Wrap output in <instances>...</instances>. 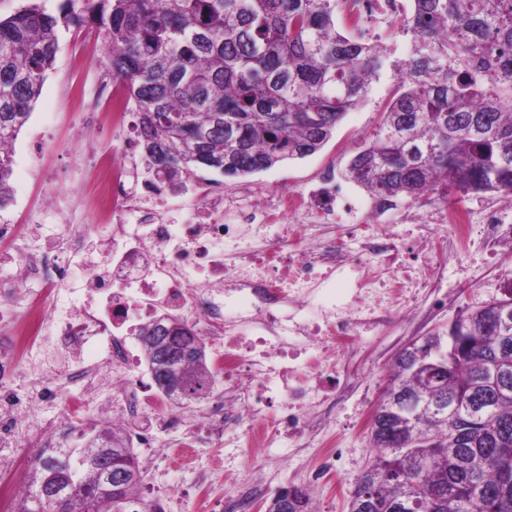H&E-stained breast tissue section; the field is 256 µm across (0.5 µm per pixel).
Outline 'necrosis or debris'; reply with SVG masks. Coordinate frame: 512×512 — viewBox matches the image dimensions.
Returning <instances> with one entry per match:
<instances>
[{
	"mask_svg": "<svg viewBox=\"0 0 512 512\" xmlns=\"http://www.w3.org/2000/svg\"><path fill=\"white\" fill-rule=\"evenodd\" d=\"M89 115L126 131L118 154L102 156L87 174L93 190L84 207L111 226V236L94 247L92 225L64 223L59 230L66 250H22L16 256L19 281L0 287L6 314L0 320V439L27 446L41 402L65 400L70 383L89 387L101 380L111 393L97 406L100 420L159 457L170 447L221 442L241 427L257 447L311 432L310 413L320 392L315 378L335 372L389 320L411 317L413 308L394 297L418 287L420 268L438 267V256L409 259L399 240L374 233L373 219L386 210L381 203L369 207V221L356 225L355 248L310 234L313 225L342 221L329 174L304 193L256 196L245 211L233 210L220 189L187 185L186 217L166 222L171 189L146 170L137 150V115L126 99L103 84ZM281 208L300 224L303 247L288 250L280 234L261 249L251 248L244 228L273 222ZM374 263L398 266L401 275L392 283L371 281L367 269ZM29 279L45 286L39 301L21 295L20 284ZM343 282L347 293H337ZM183 313L199 335L224 331L211 353L223 393L189 418L172 410L155 387L137 336L143 324ZM48 340L58 359L74 360V368L64 374L48 366V378L34 381L28 399H17L7 382ZM92 342L105 343L101 358L78 365ZM272 404L278 411L270 418ZM163 429L173 433L169 442L158 438Z\"/></svg>",
	"mask_w": 512,
	"mask_h": 512,
	"instance_id": "obj_1",
	"label": "necrosis or debris"
}]
</instances>
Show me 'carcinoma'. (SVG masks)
Returning <instances> with one entry per match:
<instances>
[{
	"label": "carcinoma",
	"instance_id": "1",
	"mask_svg": "<svg viewBox=\"0 0 512 512\" xmlns=\"http://www.w3.org/2000/svg\"><path fill=\"white\" fill-rule=\"evenodd\" d=\"M389 24L410 40L388 64L379 40L356 36L358 0H36L0 20V209L11 201L13 143L28 122L59 48L60 28L91 27L105 64L137 112L138 143L155 174L179 180L192 166L226 178L317 153L372 84L392 70L398 91L348 163L346 177L376 198L512 193V0H412ZM503 307L460 313L448 335L395 359L384 398L420 392L444 403L397 418L396 442L369 431L374 449L354 489L355 512H512V289ZM145 359L171 401H201L216 380L207 344L179 316L140 329ZM182 373L187 394H172ZM85 455L101 452L115 473L140 472L131 442L110 427L83 432ZM75 482L59 512H164L142 481L107 485L98 464L68 448L39 453L18 512ZM266 512H312L309 494L274 496Z\"/></svg>",
	"mask_w": 512,
	"mask_h": 512
}]
</instances>
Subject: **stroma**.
Masks as SVG:
<instances>
[{"instance_id":"obj_1","label":"stroma","mask_w":512,"mask_h":512,"mask_svg":"<svg viewBox=\"0 0 512 512\" xmlns=\"http://www.w3.org/2000/svg\"><path fill=\"white\" fill-rule=\"evenodd\" d=\"M102 35L94 29L61 30L59 51L49 70L29 122L20 132L11 154L12 199L0 210V224H14L19 238L0 242V283L15 277L10 255L17 248L38 250L49 242L50 225L32 229L31 211L48 209L54 194L70 196L83 192L81 175L90 169L95 157L87 149L89 135L85 116L70 94L73 86L89 89L101 71L104 58L98 47ZM396 85L390 77L373 84L367 98L350 109L336 129L333 139L318 153L294 160L267 171L228 179L217 172L192 168L190 180L213 183L233 193L251 187L264 194L282 190L300 192L311 186L326 170L334 171L337 185L345 197L341 202L348 214L344 224L327 225L329 234L343 233L345 224L361 221L362 205L371 196L344 176L349 160L360 150L381 120ZM43 144L40 153H32V142ZM464 202L469 209V237L466 246L448 242V258L439 270L434 287L417 291L414 304L420 312L413 321L399 320L381 333L367 337L353 359L338 368V384L329 396L330 408L320 431L289 442L284 448H176L167 462L157 463L140 455L143 470V494L153 498L156 490L169 489L163 499L165 512H196L198 500H206L207 512H224V498L243 482L261 486L263 493L255 501L253 512H265L269 500L282 487H307L319 512H349L350 495L373 453L369 443V419L378 405L388 379V368L409 342L446 329L461 311L502 297L504 284L512 278V193L471 194ZM424 198H396L384 214L380 231L397 235L408 244L426 245L433 231L413 228L409 215L427 206ZM501 210L509 232L499 242L496 253L484 246L486 207ZM336 449L338 455L332 474L317 477L323 453ZM208 470L211 482L200 489L199 470Z\"/></svg>"}]
</instances>
